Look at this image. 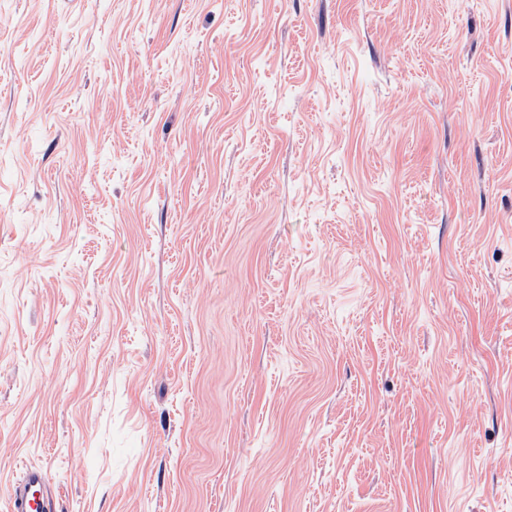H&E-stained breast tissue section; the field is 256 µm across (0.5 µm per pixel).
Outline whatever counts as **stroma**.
Returning <instances> with one entry per match:
<instances>
[{
    "instance_id": "stroma-1",
    "label": "stroma",
    "mask_w": 512,
    "mask_h": 512,
    "mask_svg": "<svg viewBox=\"0 0 512 512\" xmlns=\"http://www.w3.org/2000/svg\"><path fill=\"white\" fill-rule=\"evenodd\" d=\"M512 0H0V512H512ZM50 476L43 468H29L15 485L6 512H53Z\"/></svg>"
}]
</instances>
